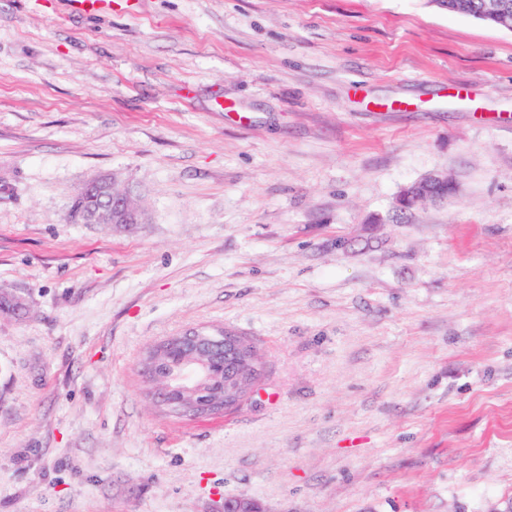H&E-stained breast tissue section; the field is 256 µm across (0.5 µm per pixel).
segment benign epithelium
<instances>
[{
	"mask_svg": "<svg viewBox=\"0 0 512 512\" xmlns=\"http://www.w3.org/2000/svg\"><path fill=\"white\" fill-rule=\"evenodd\" d=\"M453 184L443 177L418 181L403 191L398 203L412 207L423 196L448 197ZM82 205L71 220L78 224L129 225L143 223L141 210L130 204V194L113 193L112 179L98 177L80 190ZM150 382H164L160 399L170 412L198 419L206 409L221 404L225 413L236 407L260 381L263 370L256 349L247 340L218 328H190L152 349L140 363ZM222 512H267L260 503L239 497L224 500Z\"/></svg>",
	"mask_w": 512,
	"mask_h": 512,
	"instance_id": "obj_1",
	"label": "benign epithelium"
}]
</instances>
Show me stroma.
<instances>
[{
  "mask_svg": "<svg viewBox=\"0 0 512 512\" xmlns=\"http://www.w3.org/2000/svg\"><path fill=\"white\" fill-rule=\"evenodd\" d=\"M107 174L144 223L74 224ZM429 176L455 191L409 210ZM0 512H503L512 31L431 0H0ZM199 326L265 376L164 415ZM448 190H454V186L448 178L430 177L415 182L409 189L402 191L398 203L402 209H407L417 203L423 196L447 198ZM173 350V353L163 352ZM157 351V353L155 352ZM184 363L196 364L205 373L204 381L193 379V370L172 383L171 372ZM140 372L149 382H164L159 398L170 412L192 419L202 414L225 413L236 407L260 381L263 370L256 349L243 336L218 328H190L171 336L152 349L140 363ZM220 403L221 409L206 411Z\"/></svg>",
  "mask_w": 512,
  "mask_h": 512,
  "instance_id": "stroma-1",
  "label": "stroma"
}]
</instances>
